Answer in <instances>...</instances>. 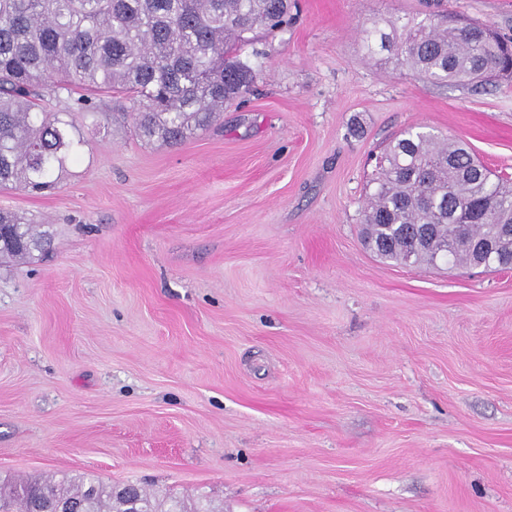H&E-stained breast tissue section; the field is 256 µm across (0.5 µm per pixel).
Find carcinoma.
<instances>
[{
    "instance_id": "cac0c4a2",
    "label": "carcinoma",
    "mask_w": 512,
    "mask_h": 512,
    "mask_svg": "<svg viewBox=\"0 0 512 512\" xmlns=\"http://www.w3.org/2000/svg\"><path fill=\"white\" fill-rule=\"evenodd\" d=\"M291 0H0V190L37 194L79 159L75 114L106 115L102 95L131 105L138 136L180 144L208 129L224 103L241 98L262 66L240 58L248 34L288 26ZM371 55L388 53L434 83L512 76V40L454 15L366 32ZM62 104L56 111L45 100ZM468 209L471 220L454 226ZM512 227V180L492 173L452 137L421 128L395 137L369 181L362 237L397 264L499 270L483 251ZM38 246L32 221L0 211V253L23 258ZM142 512H218L189 507L170 493L139 490ZM130 512L119 490L101 482H0V512Z\"/></svg>"
}]
</instances>
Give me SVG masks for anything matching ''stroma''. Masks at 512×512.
<instances>
[{
  "instance_id": "stroma-1",
  "label": "stroma",
  "mask_w": 512,
  "mask_h": 512,
  "mask_svg": "<svg viewBox=\"0 0 512 512\" xmlns=\"http://www.w3.org/2000/svg\"><path fill=\"white\" fill-rule=\"evenodd\" d=\"M241 56L253 93L174 145L107 100L56 190L0 192L51 238L0 260V480L88 476L224 512H512V270L386 264L373 154L434 129L512 175V77L434 84L364 29L512 0H296Z\"/></svg>"
}]
</instances>
